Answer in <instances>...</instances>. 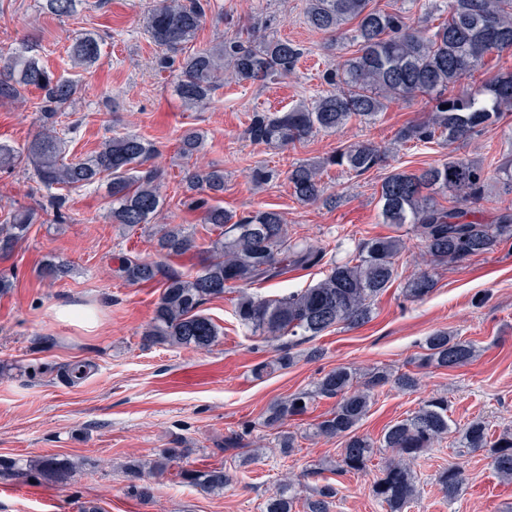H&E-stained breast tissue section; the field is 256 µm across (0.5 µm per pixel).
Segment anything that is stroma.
I'll return each mask as SVG.
<instances>
[{"mask_svg":"<svg viewBox=\"0 0 512 512\" xmlns=\"http://www.w3.org/2000/svg\"><path fill=\"white\" fill-rule=\"evenodd\" d=\"M42 0H0V53L30 40L37 56L55 77L74 81L81 98L72 115L74 152L97 150L107 130L133 131L151 141L156 165L166 172L165 219L186 224L207 248L210 233L200 212L184 204L183 177L188 163L177 152L186 129L206 135L198 162L224 170V204L240 212L271 208L282 212L293 238L327 250L331 260L352 255L366 238L401 232L406 249L399 260L400 279L372 305V319L354 327L337 326L293 350L294 362L258 378L255 365L271 360L274 344L250 335L236 321L228 299L202 307L223 330L218 344L205 351L144 345L141 333L151 320L159 286L124 282L116 269L127 253L151 260L147 234L123 232L109 223L110 200L104 191L76 190L69 196L71 220L56 223L52 213L38 211L28 239L0 273L14 277L12 290L0 296V459L24 462L44 455L83 460V468L62 483L0 478V512H263L266 497L280 482L294 479L304 493L323 482L315 467L337 457L340 443L306 435L313 418L332 402L317 400L302 419L288 422L299 440L294 454L282 457L276 433L264 416L275 401L313 390L317 380L337 366L364 375L375 368L395 373L416 371L419 386L404 393L392 386L376 392L360 431L380 439L387 425L415 411L424 401L443 397L454 427L483 417L493 430L512 427V240L492 252L461 263H427L410 227L384 224L377 204L382 180L395 169L414 170L462 157L479 164L489 182L476 209L492 221L512 196L495 182L496 168L512 154V113L495 127L450 146H413L397 142V130L423 117L420 100L390 103L376 123L351 120L339 132H317L284 149L252 145L243 131L255 112H284L325 88L329 62L344 59L347 41H332L312 30L304 16L305 0H211L212 12L191 51H200L233 35L239 21L257 23V36H275L305 50L290 77L255 84L225 83L205 110L184 106L173 90V78L157 63L159 49L142 31L144 13L156 0H83L76 12L58 17L41 8ZM103 38V56L90 69L72 67L67 49L80 33ZM38 90L25 100L0 101V143L20 148L38 131L32 105ZM373 142L386 151L382 166L354 177L329 168L323 180L342 204L328 208L304 205L292 195L284 176L290 164L313 161L355 142ZM264 165L278 178L262 188L250 180ZM34 182L23 168L0 170V224L19 207H31ZM68 262L73 273L50 284L37 275L42 260ZM429 269L437 286L420 301L405 295V282ZM445 328L473 341L479 353L453 370L420 365L424 340ZM85 365L89 373L74 382L68 370ZM236 434L259 454L237 469L223 492L208 494L166 476L151 479V496L134 497L127 464L157 457L165 448H185L183 467L232 461L237 450H225L226 436ZM390 456L382 451L370 471L332 476L338 494L331 512H386L376 498L374 482ZM459 464L465 482L448 500L437 472ZM420 483L407 512H512V482L494 473L485 451L460 453L445 439L414 462Z\"/></svg>","mask_w":512,"mask_h":512,"instance_id":"1","label":"stroma"}]
</instances>
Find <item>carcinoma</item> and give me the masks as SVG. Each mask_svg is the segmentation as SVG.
Instances as JSON below:
<instances>
[{
  "instance_id": "cac0c4a2",
  "label": "carcinoma",
  "mask_w": 512,
  "mask_h": 512,
  "mask_svg": "<svg viewBox=\"0 0 512 512\" xmlns=\"http://www.w3.org/2000/svg\"><path fill=\"white\" fill-rule=\"evenodd\" d=\"M446 19L434 28L410 22L401 11L370 6V0H306L305 18L311 28L330 37L347 40L356 47L341 63L325 72L328 89L292 106L286 112H254L245 128L251 144L286 148L315 132L334 133L350 120L371 123L394 101L426 99L427 115L399 128L395 140L402 143L452 145L499 123L512 112V71L498 72L481 85L458 95L448 90L461 86L493 56L512 51V0H442ZM80 0H43V8L55 16H69ZM211 11V0H157L143 17L144 33L167 55L160 65L173 72L174 91L185 106L204 109L224 80L238 84L272 82L292 73L303 49L292 41L274 36L258 38L253 28L242 27L209 49L189 53L192 42ZM102 56V40L95 32L80 34L69 48L73 67L89 68ZM41 92L34 103L39 132L23 149L0 143V170L25 164L34 172L38 190L46 191L41 208L50 209L65 223L69 198L62 191L103 188L110 198L108 219L128 231L138 229L153 237L157 259L134 255L121 257L118 272L130 285H161L151 321L142 332L148 344L204 350L212 347L223 332L201 313L207 301L232 294L233 314L253 335L294 344L315 338L337 326L366 323L371 302L398 278V258L405 242L397 236H379L358 244L352 257L330 261L318 284L280 298H262L248 293L253 285L282 279L288 271L322 264L326 248L303 239L288 237V224L275 209L236 213L224 209V170L219 167L193 169L185 175L186 203L203 214L216 237L210 239L208 256L200 269L185 276L169 260L197 252L194 233L183 224H154L164 209L163 170L152 159L155 146L129 131L104 139L99 149L77 155L70 150L73 124L65 122L67 109L78 100L74 82L55 77L20 43L6 55L0 54V100L18 101L31 89ZM201 132L188 129L178 142L180 156L191 159L204 148ZM383 152L371 142H357L317 162H296L287 179L293 196L303 204L341 203L326 196L322 173L328 167L362 176L382 162ZM451 193L457 203L440 204L435 195ZM485 194V177L480 166L464 158H451L441 165L416 170L397 169L386 176L379 191L382 223L412 225L426 255L439 263L454 264L492 251L502 240L512 238V210L505 209L492 224H485L476 211L466 206ZM36 212L16 209L0 224V258L10 256L24 242ZM73 268L62 260L49 259L38 275L51 283L71 276ZM437 280L423 270L411 277L406 296L419 301L436 288ZM426 366L455 369L476 356L475 344L446 330L427 336ZM291 351L258 364L256 376L271 374L292 364ZM356 373L339 366L326 372L314 390L289 396L272 404L264 424L278 430L281 454L294 452L296 436L280 430L287 421L304 415L318 398L335 400L334 407L308 427V435L341 440L339 458L328 471L346 475L370 469L377 448H387L393 457L381 469L375 495L387 512H404L417 495V475L411 464L450 432L448 403L431 399L405 418L389 425L375 442L358 432L372 405L374 391L388 384L402 392L417 385L411 372L393 375L372 371L360 385ZM458 447L484 449L494 472L512 480V431L490 434L488 425L472 420L459 432ZM182 449L166 448L157 458L132 468V477L142 480L141 471L163 475L181 458ZM79 462L58 455L30 461L28 469L47 483L63 482ZM182 483L207 492H219L232 480L224 464L178 471ZM463 472L450 465L438 473L437 482L448 500L461 489ZM338 493L323 484L301 497L298 486L282 483L265 503V512H329Z\"/></svg>"
}]
</instances>
